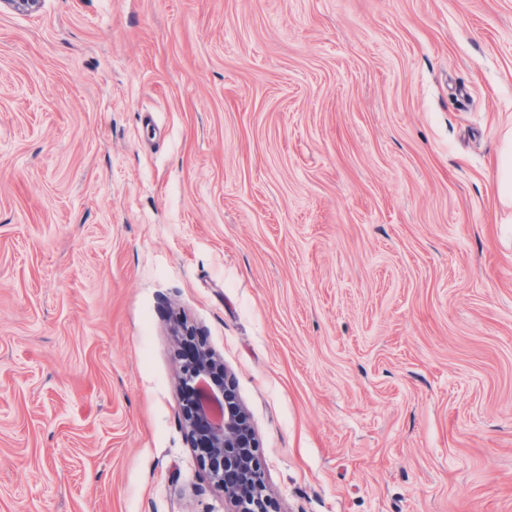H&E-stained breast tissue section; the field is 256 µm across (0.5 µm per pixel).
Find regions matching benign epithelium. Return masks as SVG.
<instances>
[{
    "label": "benign epithelium",
    "instance_id": "7a95c632",
    "mask_svg": "<svg viewBox=\"0 0 512 512\" xmlns=\"http://www.w3.org/2000/svg\"><path fill=\"white\" fill-rule=\"evenodd\" d=\"M184 385L181 412L193 443L208 452L199 457L210 478L235 507L233 512H270L264 470L245 407L238 402L223 362L205 346L180 367Z\"/></svg>",
    "mask_w": 512,
    "mask_h": 512
}]
</instances>
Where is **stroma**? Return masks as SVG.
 Returning a JSON list of instances; mask_svg holds the SVG:
<instances>
[{"instance_id": "1", "label": "stroma", "mask_w": 512, "mask_h": 512, "mask_svg": "<svg viewBox=\"0 0 512 512\" xmlns=\"http://www.w3.org/2000/svg\"><path fill=\"white\" fill-rule=\"evenodd\" d=\"M512 0L0 4V512H512ZM497 183L501 203L506 207L512 206V131L510 129L504 135L499 154ZM197 348L194 360H183L180 373L185 425L194 446L202 442L208 449L199 461L224 489L235 507L231 512H270L272 505L265 494L264 470L247 410L224 375L223 362L209 348ZM217 372L220 377H216ZM202 382L208 387L205 391L200 387ZM212 405L218 407L220 418L214 417Z\"/></svg>"}]
</instances>
